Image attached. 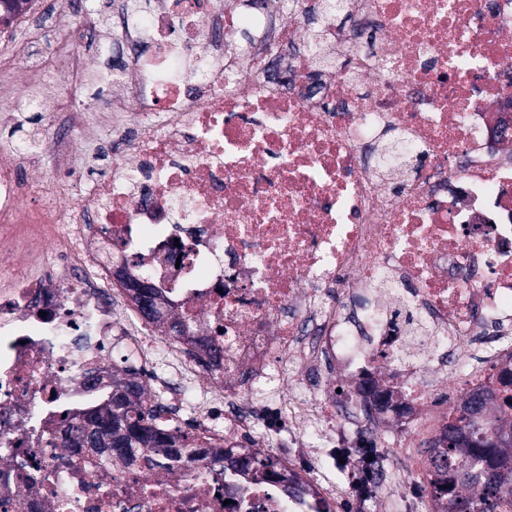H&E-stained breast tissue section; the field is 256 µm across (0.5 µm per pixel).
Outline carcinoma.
Listing matches in <instances>:
<instances>
[{
  "instance_id": "cac0c4a2",
  "label": "carcinoma",
  "mask_w": 512,
  "mask_h": 512,
  "mask_svg": "<svg viewBox=\"0 0 512 512\" xmlns=\"http://www.w3.org/2000/svg\"><path fill=\"white\" fill-rule=\"evenodd\" d=\"M145 393L138 373L112 382V399L88 417L89 424L78 427L80 437L114 456L148 448L161 461L175 459L180 448L193 447L187 434L159 424L158 411ZM428 452L438 453L430 474L433 488L464 486L465 493L448 500L445 512H512V434L501 429L482 400L465 398L443 443L431 445ZM224 462L242 474L266 473L274 465L268 455L253 452L235 457L229 450L224 451Z\"/></svg>"
}]
</instances>
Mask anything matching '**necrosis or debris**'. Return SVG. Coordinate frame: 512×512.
I'll list each match as a JSON object with an SVG mask.
<instances>
[{"label":"necrosis or debris","mask_w":512,"mask_h":512,"mask_svg":"<svg viewBox=\"0 0 512 512\" xmlns=\"http://www.w3.org/2000/svg\"><path fill=\"white\" fill-rule=\"evenodd\" d=\"M48 6L0 21V125L47 121L0 141V512H336L223 446L283 419L346 445L365 389L406 405L404 458L466 394L512 423V0H113L33 69L16 30ZM102 135L108 173L77 183ZM146 362L200 453L71 447ZM225 469L231 468L234 472L248 474L252 472L266 473L274 465L273 459L268 455H262L258 452L248 453L244 457H234L232 452L224 450Z\"/></svg>","instance_id":"4bbe7bcc"}]
</instances>
